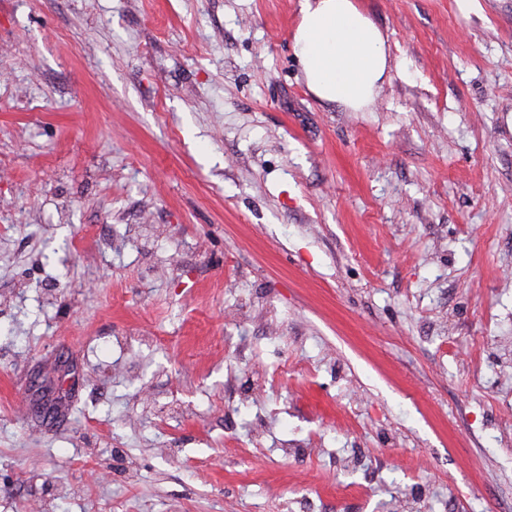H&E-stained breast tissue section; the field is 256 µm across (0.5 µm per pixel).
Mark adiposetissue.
<instances>
[{
	"label": "adipose tissue",
	"instance_id": "ef3b65f1",
	"mask_svg": "<svg viewBox=\"0 0 512 512\" xmlns=\"http://www.w3.org/2000/svg\"><path fill=\"white\" fill-rule=\"evenodd\" d=\"M292 43L321 102L366 110L390 76L386 39L355 0H302Z\"/></svg>",
	"mask_w": 512,
	"mask_h": 512
}]
</instances>
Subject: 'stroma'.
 Returning a JSON list of instances; mask_svg holds the SVG:
<instances>
[{
    "label": "stroma",
    "instance_id": "35a3bbf8",
    "mask_svg": "<svg viewBox=\"0 0 512 512\" xmlns=\"http://www.w3.org/2000/svg\"><path fill=\"white\" fill-rule=\"evenodd\" d=\"M0 0V512H512V0ZM292 43L308 91L319 101L368 109L390 77L382 31L355 0H301Z\"/></svg>",
    "mask_w": 512,
    "mask_h": 512
}]
</instances>
